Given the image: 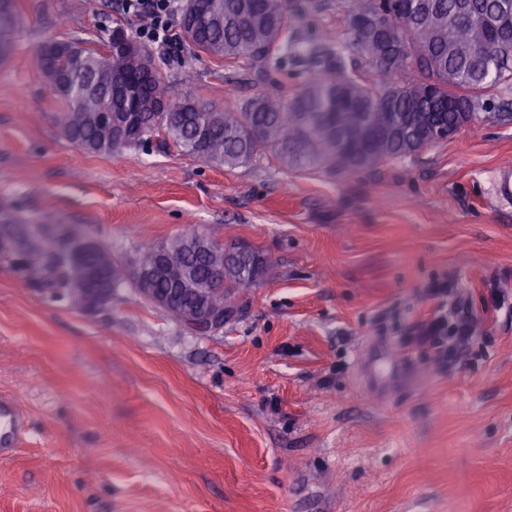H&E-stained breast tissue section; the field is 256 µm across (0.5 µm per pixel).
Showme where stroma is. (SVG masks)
<instances>
[{"mask_svg": "<svg viewBox=\"0 0 512 512\" xmlns=\"http://www.w3.org/2000/svg\"><path fill=\"white\" fill-rule=\"evenodd\" d=\"M0 62V213L58 223L131 263L199 232L269 265L223 329L193 334L124 283L88 313L49 300L0 255V395L27 418L0 460V512H512V87L502 116L375 168L297 171L269 149L233 168L176 149L84 152L36 56L48 39L134 34L115 0H17ZM295 45L345 38L340 0H283ZM154 48L174 102L223 109L310 72L258 76ZM444 276L475 319L472 357L365 386L356 353L397 345Z\"/></svg>", "mask_w": 512, "mask_h": 512, "instance_id": "1", "label": "stroma"}]
</instances>
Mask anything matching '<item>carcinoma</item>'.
Returning a JSON list of instances; mask_svg holds the SVG:
<instances>
[{
	"label": "carcinoma",
	"instance_id": "obj_1",
	"mask_svg": "<svg viewBox=\"0 0 512 512\" xmlns=\"http://www.w3.org/2000/svg\"><path fill=\"white\" fill-rule=\"evenodd\" d=\"M421 15L394 9V0H343L346 18L374 15L394 21L402 46L380 61L382 47L367 35L335 48L311 52L308 62L320 68L285 110L273 94H258L225 110H203L186 100L166 112L114 111V81L135 70L133 61L79 40L76 62L69 70L72 89L59 94L65 103L60 123L65 137L94 154L109 155L112 119L125 118L130 139L143 138L166 148L174 146L207 164L236 167L271 148L281 162L297 169L356 171L389 158L413 154L426 143L435 117L455 127L492 117L490 91L512 86V0H425ZM469 19L454 28L448 20L461 5ZM499 17L496 39L485 40L480 19ZM283 0H203L194 25L180 19L182 36L193 53H204L227 64L251 59L267 72L288 61ZM21 26L16 0H0V49L14 50ZM456 97L460 112H431L434 101ZM386 103L389 111L378 105ZM28 222L5 220L0 240L13 241L9 255L19 259L25 278L38 288H63L69 275L66 251L59 245L26 240ZM181 266L210 287L214 308L231 313V298L252 283L261 254L249 249L224 267V279H210L224 257L198 253L177 236L166 242ZM95 261L112 274V288L123 283L112 252L100 249Z\"/></svg>",
	"mask_w": 512,
	"mask_h": 512
}]
</instances>
